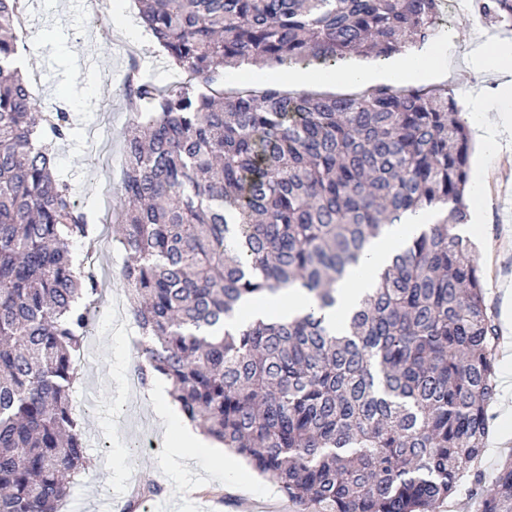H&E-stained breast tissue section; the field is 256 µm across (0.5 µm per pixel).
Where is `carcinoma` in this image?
Returning a JSON list of instances; mask_svg holds the SVG:
<instances>
[{
  "label": "carcinoma",
  "mask_w": 512,
  "mask_h": 512,
  "mask_svg": "<svg viewBox=\"0 0 512 512\" xmlns=\"http://www.w3.org/2000/svg\"><path fill=\"white\" fill-rule=\"evenodd\" d=\"M189 80L132 67L117 239L140 331L138 372L172 382L187 421L276 482L301 512H434L464 484L478 512H512V454L475 467L496 391L498 336L470 220L472 137L448 86L352 94L224 92L245 62L328 67L441 35L442 0H135ZM512 30V0H475ZM22 0H0V512H58L91 458L73 406L98 288L74 265L92 244L12 68ZM428 224L376 276L344 332L325 322L371 239ZM302 289L318 308L241 306Z\"/></svg>",
  "instance_id": "1"
}]
</instances>
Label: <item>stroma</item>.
Masks as SVG:
<instances>
[{
  "label": "stroma",
  "mask_w": 512,
  "mask_h": 512,
  "mask_svg": "<svg viewBox=\"0 0 512 512\" xmlns=\"http://www.w3.org/2000/svg\"><path fill=\"white\" fill-rule=\"evenodd\" d=\"M27 48L32 62L26 72L31 93L44 110L65 109L72 133L53 143L59 174L71 185L74 198L86 213L102 243L111 242L116 225L113 211L123 179L122 132L131 114L123 92L131 62L151 73L156 84L178 81L181 74L169 65L161 48L142 26L134 0H106L96 21H88L81 0H23ZM512 43V31L475 19L470 25H448L434 42L436 59L429 84H447L470 128L500 113H512V99L499 97L502 77L478 54L480 39ZM97 58L96 70L83 72L85 57ZM295 78L285 81L283 68L242 64L226 69L225 87L239 88L251 78L257 87L289 88L311 93L345 92L338 82L324 79L317 65L298 64ZM471 169L477 172L476 197L470 208L469 238L473 259L484 274L486 302L500 312L505 289H512V246L503 240L512 234V152L486 154L475 144ZM76 264L94 268L101 284L100 313L83 343L88 361L77 389L97 403L81 418L84 442L92 458L63 512H295L274 482L251 468L225 469L198 454L181 460L166 445L158 406L148 389L127 395V380L137 360L129 340L132 313L110 316L109 300L125 296L120 270L125 255L75 248ZM496 394L489 405V431L480 467L492 473L512 453V434L504 435L503 398L512 393V347L498 344ZM153 483L159 495L136 497L135 489Z\"/></svg>",
  "instance_id": "1"
}]
</instances>
